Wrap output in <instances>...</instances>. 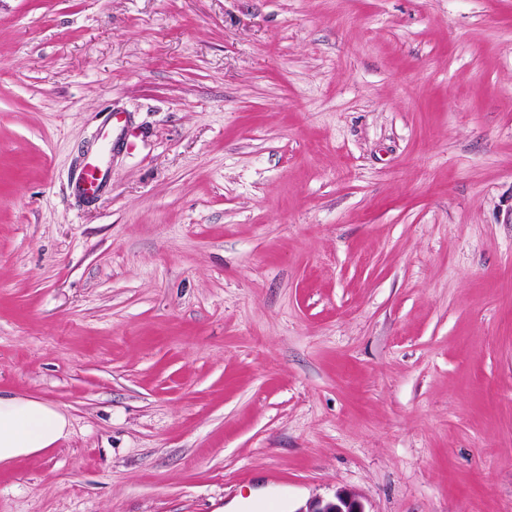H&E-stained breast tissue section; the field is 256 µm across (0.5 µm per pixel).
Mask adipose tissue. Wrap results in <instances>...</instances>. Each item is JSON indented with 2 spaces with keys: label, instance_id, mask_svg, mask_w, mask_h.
<instances>
[{
  "label": "adipose tissue",
  "instance_id": "adipose-tissue-1",
  "mask_svg": "<svg viewBox=\"0 0 512 512\" xmlns=\"http://www.w3.org/2000/svg\"><path fill=\"white\" fill-rule=\"evenodd\" d=\"M69 427L68 417L54 404L0 392V468L55 447Z\"/></svg>",
  "mask_w": 512,
  "mask_h": 512
}]
</instances>
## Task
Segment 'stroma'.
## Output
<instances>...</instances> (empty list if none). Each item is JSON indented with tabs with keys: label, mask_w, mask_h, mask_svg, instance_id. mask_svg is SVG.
I'll use <instances>...</instances> for the list:
<instances>
[{
	"label": "stroma",
	"mask_w": 512,
	"mask_h": 512,
	"mask_svg": "<svg viewBox=\"0 0 512 512\" xmlns=\"http://www.w3.org/2000/svg\"><path fill=\"white\" fill-rule=\"evenodd\" d=\"M0 391V512H512V0H0ZM107 170L103 167L99 156L85 158L75 181L78 193L87 198L98 197L107 182ZM69 427L68 417L54 404L0 392V468L55 448ZM299 512H365L362 503L351 493L336 492L331 499H314Z\"/></svg>",
	"instance_id": "1"
}]
</instances>
